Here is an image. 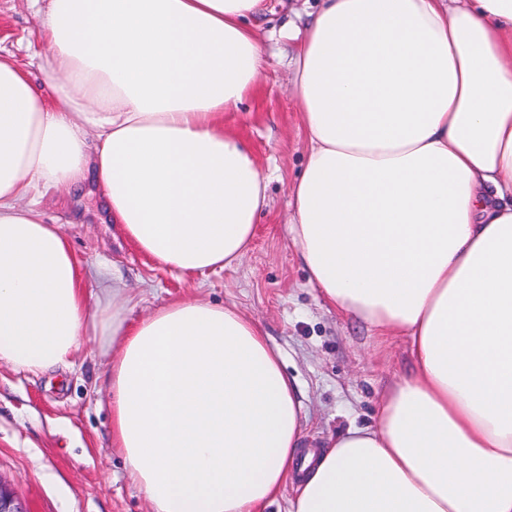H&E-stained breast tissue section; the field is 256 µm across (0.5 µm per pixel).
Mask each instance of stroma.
<instances>
[{"label":"stroma","instance_id":"35a3bbf8","mask_svg":"<svg viewBox=\"0 0 512 512\" xmlns=\"http://www.w3.org/2000/svg\"><path fill=\"white\" fill-rule=\"evenodd\" d=\"M318 0H267L254 25L267 66L228 127L252 147L269 177V206L238 265L193 275L165 268L107 223L89 188L39 198L75 252L86 288L101 261L117 266L133 298L131 318L186 298L235 307L258 320L300 389L305 444L375 422L383 391L411 367L405 338L372 335L339 314L307 281L288 236L290 188L309 151L294 86L293 58ZM48 51L32 0H0V55L30 65ZM105 359L86 339L72 369L35 375L0 363V480L27 512H150L111 448L112 409L97 379Z\"/></svg>","mask_w":512,"mask_h":512}]
</instances>
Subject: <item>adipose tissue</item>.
Instances as JSON below:
<instances>
[{
	"mask_svg": "<svg viewBox=\"0 0 512 512\" xmlns=\"http://www.w3.org/2000/svg\"><path fill=\"white\" fill-rule=\"evenodd\" d=\"M266 0H47L52 96L0 56V363L107 359L112 445L151 512H512V0H322L295 55L309 152L288 226L310 284L413 370L375 426L303 454L298 384L257 321L197 299L128 318L38 209L93 182L184 274L247 253L268 178L224 124L266 58Z\"/></svg>",
	"mask_w": 512,
	"mask_h": 512,
	"instance_id": "ef3b65f1",
	"label": "adipose tissue"
}]
</instances>
